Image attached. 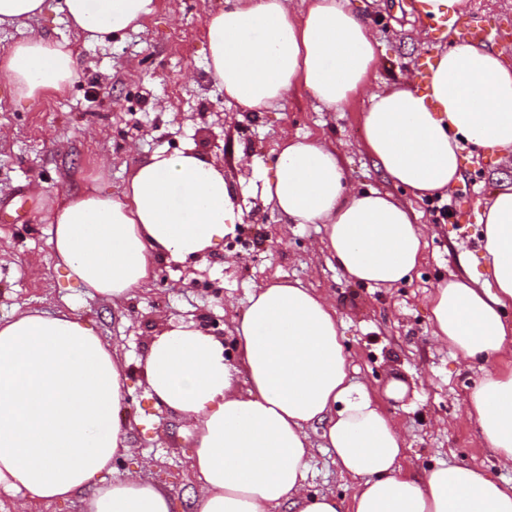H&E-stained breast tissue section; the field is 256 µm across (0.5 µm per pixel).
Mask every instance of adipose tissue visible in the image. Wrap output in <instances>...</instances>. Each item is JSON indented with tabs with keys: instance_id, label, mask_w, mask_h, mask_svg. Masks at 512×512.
<instances>
[{
	"instance_id": "1",
	"label": "adipose tissue",
	"mask_w": 512,
	"mask_h": 512,
	"mask_svg": "<svg viewBox=\"0 0 512 512\" xmlns=\"http://www.w3.org/2000/svg\"><path fill=\"white\" fill-rule=\"evenodd\" d=\"M72 27L102 40L139 30L157 0H64ZM207 71L241 112H268L306 91L344 110L378 71L376 41L347 0H225L206 22ZM503 51L457 41L417 87L405 76L372 93L363 147L414 198L444 194L460 178L466 144L512 155V68ZM73 51L45 37L0 53V77L32 100L66 90ZM260 197L288 224H318L320 247L355 283L390 288L410 277L424 230L410 204L351 184L335 146L288 137L261 173ZM483 272L438 285L429 302L435 339L484 377L466 400L479 437L512 468V186L478 204ZM243 212L222 171L188 144L133 168L120 195L90 188L51 212L50 242L67 279L120 305L155 276L220 246ZM237 359L199 325L151 341L147 393L191 437L194 512H512V487L469 465L402 474L406 441L366 386L353 382L330 298L298 282L253 289L234 324ZM128 364L97 327L69 312L19 311L0 319V495L28 508L76 501L81 512H171L144 470L111 479L134 453L118 417ZM319 431L350 501L305 490Z\"/></svg>"
}]
</instances>
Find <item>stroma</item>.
Listing matches in <instances>:
<instances>
[{"label": "stroma", "instance_id": "35a3bbf8", "mask_svg": "<svg viewBox=\"0 0 512 512\" xmlns=\"http://www.w3.org/2000/svg\"><path fill=\"white\" fill-rule=\"evenodd\" d=\"M367 20L378 42L381 66L373 90L392 86L412 66L428 65L451 42L428 30L410 0H349ZM224 0H159L142 30L117 40L91 42L68 26L64 0H47L45 13L28 27L0 26V52L32 36L74 45L76 78L62 94L17 99L0 80V319L15 311L72 308L93 322L120 355L129 360L131 393L120 416L132 425L136 455L117 465L116 475L149 464V477L172 495V512H192L196 486L188 467L191 441L179 434L175 414L148 398L140 363L154 336L169 324L204 323L222 333L229 354L238 350L232 325L245 311L252 288L273 277L298 281L330 296L343 332L350 374L380 398L385 413L407 440L405 473L429 467L473 465L512 485L483 448L464 417V398L484 376L479 364L455 358L431 336L428 299L436 285L461 275V255L475 251L480 227L478 199L500 185L512 186V161L487 158L465 146L464 170L444 202L418 204L427 246L410 280L391 288L352 283L327 263L315 243L313 224H287L254 192V167L238 160L250 154L272 167L280 138L299 134L334 143L349 179L365 187L394 191L384 171L362 146L361 114L367 93L345 111L318 110L307 92L291 93L271 112L236 111L206 72L204 21ZM461 37L512 41V0H469L458 17ZM224 172L243 222L221 249L183 262L163 261L149 289L121 311L69 282L50 243L48 215L62 196L94 185L119 193L131 169L158 149L174 153L186 144ZM405 384L402 397L389 398L391 381ZM309 463L307 486L319 493L349 497L332 451L319 435Z\"/></svg>", "mask_w": 512, "mask_h": 512}]
</instances>
